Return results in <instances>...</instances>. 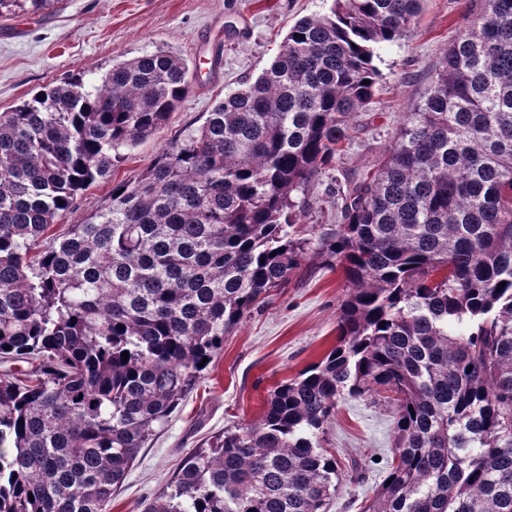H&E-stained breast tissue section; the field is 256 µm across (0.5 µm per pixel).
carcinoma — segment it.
<instances>
[{"instance_id":"cac0c4a2","label":"carcinoma","mask_w":512,"mask_h":512,"mask_svg":"<svg viewBox=\"0 0 512 512\" xmlns=\"http://www.w3.org/2000/svg\"><path fill=\"white\" fill-rule=\"evenodd\" d=\"M54 2L0 0V17ZM422 2L297 21L255 81L59 237L182 102L189 66L157 51L0 113V362L31 365L0 374V512H107L224 334L309 254L349 288L336 346L186 455L145 512H326L341 481L320 433L339 399L382 392L394 456L359 512H512V0H469L389 148L328 188L339 223L297 237Z\"/></svg>"}]
</instances>
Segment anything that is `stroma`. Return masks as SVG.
<instances>
[{"mask_svg":"<svg viewBox=\"0 0 512 512\" xmlns=\"http://www.w3.org/2000/svg\"><path fill=\"white\" fill-rule=\"evenodd\" d=\"M467 0H424L414 25L375 58L379 76L359 130L336 162V176L371 165L391 144L404 113L427 92L445 50L456 40ZM333 0H63L39 13L0 17V113L43 86L82 74L102 78L112 65L157 51L184 59L188 93L149 136L125 148L111 176L98 180L50 226L57 236L82 223L109 198L113 185L136 180L182 130L278 55L289 28L327 14ZM219 78H211L213 57ZM347 293L339 269L303 261L286 288L224 335V347L169 422L140 450L110 512H144L171 483L182 458L211 435L260 419L280 382L318 362L336 344L339 306ZM393 412L378 396L346 397L325 427L322 443L343 472L353 473L326 512H358L385 476L393 447Z\"/></svg>","mask_w":512,"mask_h":512,"instance_id":"obj_1","label":"stroma"}]
</instances>
